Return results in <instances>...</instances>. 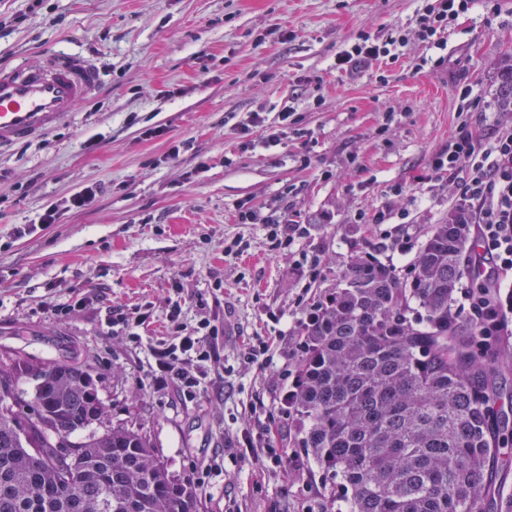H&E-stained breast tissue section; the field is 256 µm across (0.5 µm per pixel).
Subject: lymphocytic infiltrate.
I'll list each match as a JSON object with an SVG mask.
<instances>
[{"instance_id":"1","label":"lymphocytic infiltrate","mask_w":512,"mask_h":512,"mask_svg":"<svg viewBox=\"0 0 512 512\" xmlns=\"http://www.w3.org/2000/svg\"><path fill=\"white\" fill-rule=\"evenodd\" d=\"M467 163L459 200L480 246L474 259L479 283L512 273V128L503 129L491 150L477 145L472 133L460 129L447 153L434 157L433 168L456 172ZM169 336L153 348V382L174 387L184 401H194L205 389L206 366L218 362V328L210 319L187 325L180 307L168 316Z\"/></svg>"}]
</instances>
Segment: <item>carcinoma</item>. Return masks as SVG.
Returning <instances> with one entry per match:
<instances>
[{
    "mask_svg": "<svg viewBox=\"0 0 512 512\" xmlns=\"http://www.w3.org/2000/svg\"><path fill=\"white\" fill-rule=\"evenodd\" d=\"M498 105L512 112V64ZM470 225L459 209L435 225L410 279L369 256L303 325L293 405L305 447L336 472L349 512H512L497 488L506 463L496 383L512 349L453 311L473 284ZM34 405L12 402L0 374V512H196L193 484L169 473L137 431L106 429L91 374L74 362L23 363Z\"/></svg>",
    "mask_w": 512,
    "mask_h": 512,
    "instance_id": "1",
    "label": "carcinoma"
}]
</instances>
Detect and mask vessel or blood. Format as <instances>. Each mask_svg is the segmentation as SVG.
Returning a JSON list of instances; mask_svg holds the SVG:
<instances>
[{
	"instance_id": "1",
	"label": "vessel or blood",
	"mask_w": 512,
	"mask_h": 512,
	"mask_svg": "<svg viewBox=\"0 0 512 512\" xmlns=\"http://www.w3.org/2000/svg\"><path fill=\"white\" fill-rule=\"evenodd\" d=\"M97 67L55 50L41 66L0 68V148L40 138L97 91Z\"/></svg>"
}]
</instances>
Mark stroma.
Listing matches in <instances>:
<instances>
[{"mask_svg": "<svg viewBox=\"0 0 512 512\" xmlns=\"http://www.w3.org/2000/svg\"><path fill=\"white\" fill-rule=\"evenodd\" d=\"M434 4L0 0L1 68L63 49L102 75L67 121L0 154V371L19 357L84 365L108 427L146 434L176 478L203 475L198 512H348L280 401L302 310L367 242L407 276L458 199L460 177L433 170L435 155L460 125L485 150L512 125L496 96L512 0H474L427 37ZM364 40L385 57L337 70ZM93 184L103 192L67 209ZM54 206L57 223H42ZM282 218L305 234L272 239ZM177 302L186 323L224 332V369L191 403L150 381ZM116 308L147 312L139 345L111 325ZM255 336L274 340L263 368L241 361ZM256 395L266 408L253 413ZM227 448L241 458L211 470Z\"/></svg>", "mask_w": 512, "mask_h": 512, "instance_id": "35a3bbf8", "label": "stroma"}]
</instances>
